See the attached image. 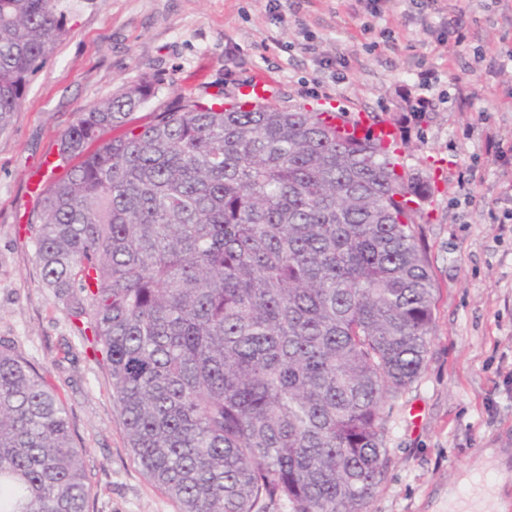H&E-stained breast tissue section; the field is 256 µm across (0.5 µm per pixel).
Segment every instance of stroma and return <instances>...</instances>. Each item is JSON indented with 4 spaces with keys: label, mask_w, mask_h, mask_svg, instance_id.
I'll use <instances>...</instances> for the list:
<instances>
[{
    "label": "stroma",
    "mask_w": 512,
    "mask_h": 512,
    "mask_svg": "<svg viewBox=\"0 0 512 512\" xmlns=\"http://www.w3.org/2000/svg\"><path fill=\"white\" fill-rule=\"evenodd\" d=\"M66 35L0 129V339L34 360L67 406L87 450L94 512H179L134 461L105 366L85 351L40 276L26 226L43 164L58 160L79 112L123 87L153 82L135 114L154 120L188 99L235 100L264 80L268 105L320 107L331 89L347 113L394 126L413 177L434 193L422 226L437 293L418 378L385 411L389 464L367 512H448V492L485 470V451L512 448V7L466 0L462 13L410 0H58ZM468 40L450 47L447 22ZM372 24L373 33L361 31ZM396 48L368 50L381 28ZM435 70V106L412 82ZM480 94V112L467 108Z\"/></svg>",
    "instance_id": "1"
}]
</instances>
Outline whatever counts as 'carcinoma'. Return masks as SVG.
<instances>
[{
  "instance_id": "carcinoma-1",
  "label": "carcinoma",
  "mask_w": 512,
  "mask_h": 512,
  "mask_svg": "<svg viewBox=\"0 0 512 512\" xmlns=\"http://www.w3.org/2000/svg\"><path fill=\"white\" fill-rule=\"evenodd\" d=\"M65 33L57 0H0L1 129ZM155 93L126 87L62 135L27 226L43 283L179 512H365L387 400L435 326L430 185L313 108L189 100L130 126ZM85 456L0 342V512H89Z\"/></svg>"
}]
</instances>
